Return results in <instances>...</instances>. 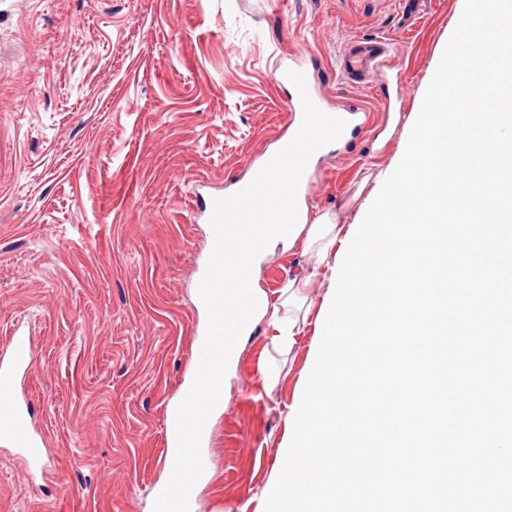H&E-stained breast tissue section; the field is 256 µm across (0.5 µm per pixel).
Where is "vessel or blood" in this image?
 <instances>
[{"label":"vessel or blood","instance_id":"obj_1","mask_svg":"<svg viewBox=\"0 0 512 512\" xmlns=\"http://www.w3.org/2000/svg\"><path fill=\"white\" fill-rule=\"evenodd\" d=\"M391 56L392 47L387 39L349 41L339 55V75L366 87L374 86L386 78ZM30 349L27 337L15 336L6 349L0 350V438L23 449L29 460L36 461L46 441L29 426L18 390L19 373L32 368Z\"/></svg>","mask_w":512,"mask_h":512}]
</instances>
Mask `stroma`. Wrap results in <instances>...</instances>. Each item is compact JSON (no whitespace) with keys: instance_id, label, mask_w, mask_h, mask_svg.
<instances>
[{"instance_id":"stroma-1","label":"stroma","mask_w":512,"mask_h":512,"mask_svg":"<svg viewBox=\"0 0 512 512\" xmlns=\"http://www.w3.org/2000/svg\"><path fill=\"white\" fill-rule=\"evenodd\" d=\"M461 13V0H0V348L15 330L30 339L19 395L50 459L29 469L0 441V512H153L163 411L207 327L201 207L287 134L275 70L307 54L327 105L368 110L314 161L305 199L345 229L403 151L385 98L420 111ZM375 36L398 48L388 82L342 80L344 43ZM313 264L303 244H279L252 276L273 300ZM315 334L282 355L253 325L191 512H264Z\"/></svg>"}]
</instances>
